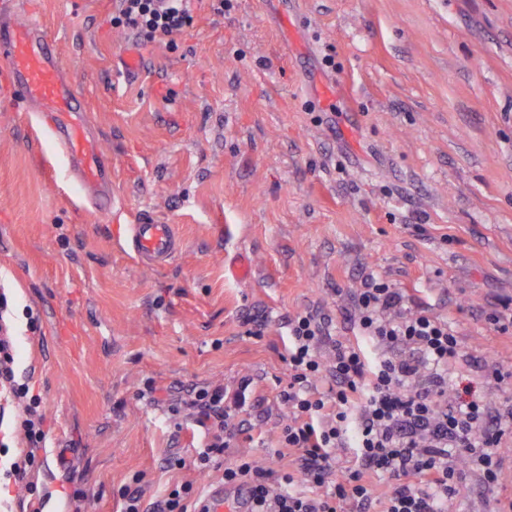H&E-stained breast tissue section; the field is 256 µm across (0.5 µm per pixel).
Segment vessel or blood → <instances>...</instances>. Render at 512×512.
I'll use <instances>...</instances> for the list:
<instances>
[{
	"label": "vessel or blood",
	"mask_w": 512,
	"mask_h": 512,
	"mask_svg": "<svg viewBox=\"0 0 512 512\" xmlns=\"http://www.w3.org/2000/svg\"><path fill=\"white\" fill-rule=\"evenodd\" d=\"M25 0H0V60L13 90L34 105L36 124L65 161L72 177L91 193L98 210L116 207L112 195V165L88 132L79 99L68 73L48 44L42 27L24 18ZM127 233L137 262L155 264L179 249L174 225L148 219L129 225Z\"/></svg>",
	"instance_id": "1"
}]
</instances>
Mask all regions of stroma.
Returning <instances> with one entry per match:
<instances>
[{
  "label": "stroma",
  "instance_id": "stroma-1",
  "mask_svg": "<svg viewBox=\"0 0 512 512\" xmlns=\"http://www.w3.org/2000/svg\"><path fill=\"white\" fill-rule=\"evenodd\" d=\"M31 8L119 202L90 208L0 76V289L45 413L42 512H123L128 486L147 505L184 483L210 492L204 432L169 402L244 375L239 448L297 468L279 443L288 320L313 311L354 339L371 276L447 319L478 361L449 377L512 404V384L485 377L512 371V333L490 320L512 299V0H195L190 25L145 50L113 26L116 0ZM147 216L181 239L157 266L112 233ZM461 474L448 512H497L512 451L499 484Z\"/></svg>",
  "mask_w": 512,
  "mask_h": 512
}]
</instances>
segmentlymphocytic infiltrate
Returning a JSON list of instances; mask_svg holds the SVG:
<instances>
[{
    "label": "lymphocytic infiltrate",
    "mask_w": 512,
    "mask_h": 512,
    "mask_svg": "<svg viewBox=\"0 0 512 512\" xmlns=\"http://www.w3.org/2000/svg\"><path fill=\"white\" fill-rule=\"evenodd\" d=\"M192 2L119 0L112 22L151 43L189 25ZM7 312L1 292L0 414L22 407L25 446L0 464V479L20 486L42 464L46 431L41 397L17 370ZM352 320L371 342L373 357L333 337L317 314L288 321L289 380L280 400L292 420L281 445L298 453L296 471L280 474L248 456H229L239 436L229 421L254 394L247 376L231 393L220 385L193 390L189 405L207 438L201 465L221 471L225 484H246L249 512H344L348 506L353 512H448L460 488L459 452L485 484H497L502 451L512 440V407L492 409L470 386L449 379V363L464 362L467 354L447 321L373 278L359 290ZM341 448L352 449L357 464L339 472ZM373 474L390 479L384 495H375ZM305 484L316 486V494L302 492Z\"/></svg>",
    "instance_id": "lymphocytic-infiltrate-1"
}]
</instances>
